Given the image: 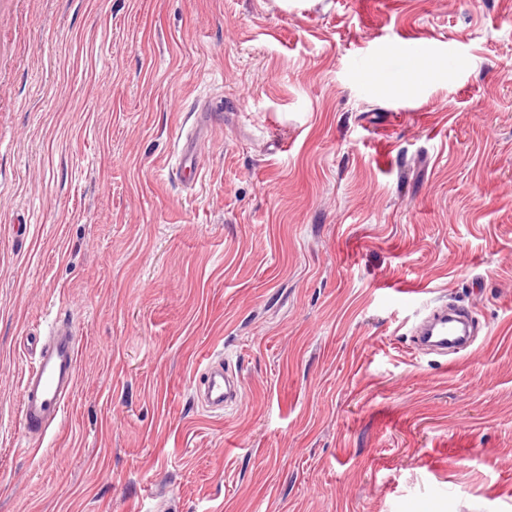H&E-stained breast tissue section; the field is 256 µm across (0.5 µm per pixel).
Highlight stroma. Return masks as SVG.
Segmentation results:
<instances>
[{
    "label": "stroma",
    "mask_w": 512,
    "mask_h": 512,
    "mask_svg": "<svg viewBox=\"0 0 512 512\" xmlns=\"http://www.w3.org/2000/svg\"><path fill=\"white\" fill-rule=\"evenodd\" d=\"M404 33L457 48L408 92ZM403 289L473 345L415 349ZM57 316L78 383L32 452ZM211 355L243 382L221 414ZM414 499L512 512V0H0V512ZM211 145L210 139L202 136L200 132L188 133L177 164V175L187 181L193 179L196 174L199 157L209 150ZM38 345L19 392L21 430L28 442L44 439L62 419L77 383L79 345L72 322L56 318ZM199 392L208 411L224 410V404L236 402L242 393L239 375L224 371L223 359L210 357L199 379Z\"/></svg>",
    "instance_id": "35a3bbf8"
}]
</instances>
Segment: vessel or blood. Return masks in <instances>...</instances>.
<instances>
[{
  "mask_svg": "<svg viewBox=\"0 0 512 512\" xmlns=\"http://www.w3.org/2000/svg\"><path fill=\"white\" fill-rule=\"evenodd\" d=\"M400 50L408 65L432 57V42L409 35L403 37ZM211 141L200 133L187 134L176 173L184 180L194 178L198 159L209 150ZM456 327L448 319L447 306L435 307L418 324L414 342L419 349L439 354L465 347L456 338ZM78 336L72 322L57 319L36 348L33 366L25 372L19 392L21 430L24 438L38 442L62 419L77 383ZM199 392L208 411H222L225 404L238 400L242 393L239 375L225 371L223 360L209 359L199 379Z\"/></svg>",
  "mask_w": 512,
  "mask_h": 512,
  "instance_id": "1",
  "label": "vessel or blood"
}]
</instances>
